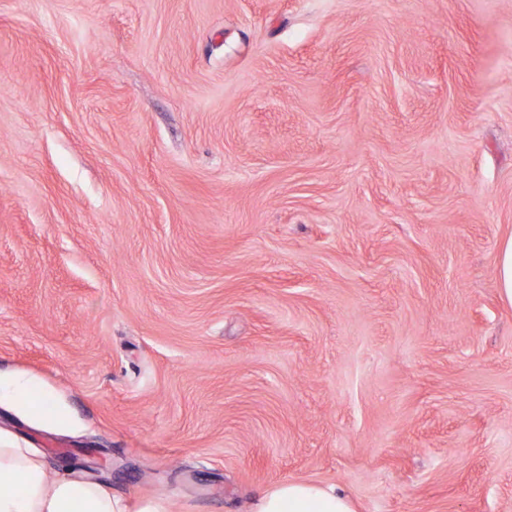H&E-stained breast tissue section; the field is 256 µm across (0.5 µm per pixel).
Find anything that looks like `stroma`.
<instances>
[{
	"mask_svg": "<svg viewBox=\"0 0 512 512\" xmlns=\"http://www.w3.org/2000/svg\"><path fill=\"white\" fill-rule=\"evenodd\" d=\"M512 0H0V432L129 500L512 512ZM65 408L61 426L48 408ZM499 279L502 293L512 303V238L503 248L499 258ZM30 388L31 383L22 377L5 379L0 374V402L6 400L22 407H29ZM356 503L335 486L285 481L258 497L251 512H357Z\"/></svg>",
	"mask_w": 512,
	"mask_h": 512,
	"instance_id": "35a3bbf8",
	"label": "stroma"
}]
</instances>
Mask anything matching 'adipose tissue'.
<instances>
[{
  "label": "adipose tissue",
  "instance_id": "ef3b65f1",
  "mask_svg": "<svg viewBox=\"0 0 512 512\" xmlns=\"http://www.w3.org/2000/svg\"><path fill=\"white\" fill-rule=\"evenodd\" d=\"M0 512H174V504L164 496L130 504L74 469L48 472L35 449L0 437ZM251 512H357V505L336 487L285 481L258 497Z\"/></svg>",
  "mask_w": 512,
  "mask_h": 512
}]
</instances>
